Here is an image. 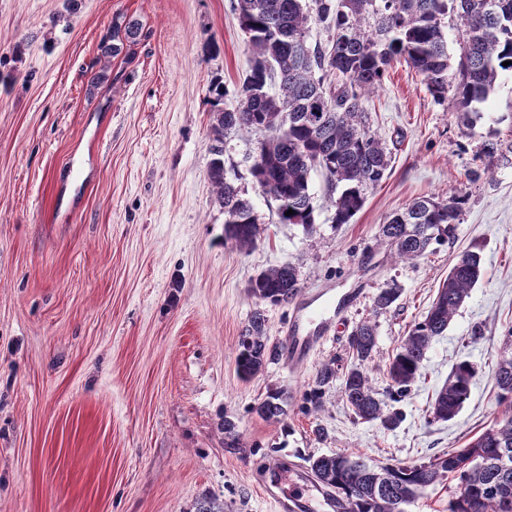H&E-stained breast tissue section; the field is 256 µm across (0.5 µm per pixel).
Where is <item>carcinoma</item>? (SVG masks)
<instances>
[{"instance_id":"carcinoma-1","label":"carcinoma","mask_w":512,"mask_h":512,"mask_svg":"<svg viewBox=\"0 0 512 512\" xmlns=\"http://www.w3.org/2000/svg\"><path fill=\"white\" fill-rule=\"evenodd\" d=\"M233 10L247 37L252 66L232 107L210 102L212 155L208 179L215 201L224 209V241L241 253L255 248L258 218L249 200L226 177L224 136L247 131L261 136L250 168L262 188H271L281 224L315 231L313 173L326 179L334 221L347 224L365 203L367 189L384 178L390 156L383 139L367 122L365 101L382 85L392 65L404 60L423 76L435 102L453 101L457 120L475 125V103L488 100L499 76L512 74V0H234ZM454 14L463 30L459 54L448 52L444 18ZM332 37L309 47L305 58L291 43L307 39L311 23ZM139 24H113L102 49L119 55L137 42ZM510 65L504 66L502 62ZM465 195L446 199L421 196L392 213L380 232L401 260L424 256L435 243L454 237ZM294 214L285 215L288 210ZM485 274L481 253L459 254L439 285L426 317L414 324L387 367L388 391L380 394L364 370L377 347L376 325L360 323L351 335L356 362L345 370L335 363L316 369L305 401L319 408L323 389L340 382L355 418L392 429L399 414L388 401L404 397L424 367L431 341L447 332L458 309ZM301 285L296 267L282 263L254 274L247 283L261 303L292 299ZM400 296L393 285L381 290L375 306L384 310ZM277 350L265 339V318L256 311L239 337L236 366L242 379L255 376ZM476 369L457 363L432 404L435 420L448 421L469 399ZM501 402L509 404L496 421L463 448H454L419 464L375 468L359 455H321L309 459L315 479L336 494L345 512H403L430 487L456 482L448 512H512V328L493 368ZM286 398L269 392L254 407L266 420L286 414Z\"/></svg>"}]
</instances>
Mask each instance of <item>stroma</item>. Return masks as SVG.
Masks as SVG:
<instances>
[{
  "label": "stroma",
  "instance_id": "1",
  "mask_svg": "<svg viewBox=\"0 0 512 512\" xmlns=\"http://www.w3.org/2000/svg\"><path fill=\"white\" fill-rule=\"evenodd\" d=\"M117 21L138 22L141 37L103 56ZM251 61L231 0H79L74 12L68 0H0V512H196L206 495L224 512H276L278 498L336 512L307 457L419 463L502 416L492 366L512 326V75L469 128L394 63L368 103L388 174L338 224L314 173L310 235L279 223L252 178L257 135L228 133L227 175L261 228L242 253L224 243L208 180L209 101L220 82L234 105ZM96 72L105 78L94 85ZM457 191L469 200L454 241L398 260L381 224L416 197ZM474 244L485 276L431 342L409 395L390 402L397 428L354 421L336 384L306 409L316 369L350 366L351 333L366 319L377 325L366 372L384 391L389 359ZM283 262L297 267L300 292L258 304L248 279ZM391 284L398 300L376 309ZM315 300L336 304L331 329L296 363L288 326ZM259 307L281 353L244 380L235 349ZM462 360L477 370L469 399L452 420L428 423ZM272 389L288 398L278 421L254 411ZM225 417L239 447L225 445Z\"/></svg>",
  "mask_w": 512,
  "mask_h": 512
}]
</instances>
